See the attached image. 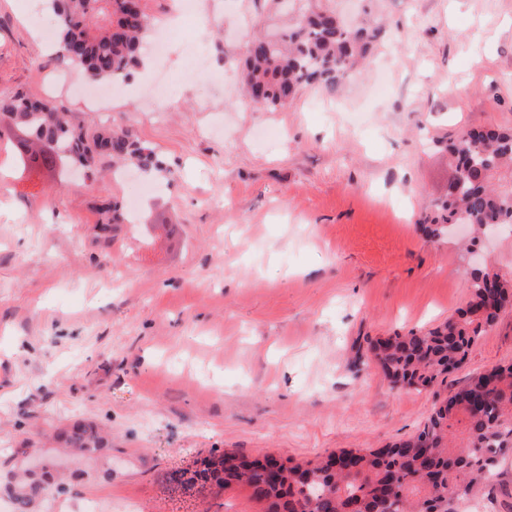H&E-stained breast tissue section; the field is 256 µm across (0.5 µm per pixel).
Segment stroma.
I'll return each instance as SVG.
<instances>
[{"instance_id":"obj_1","label":"stroma","mask_w":512,"mask_h":512,"mask_svg":"<svg viewBox=\"0 0 512 512\" xmlns=\"http://www.w3.org/2000/svg\"><path fill=\"white\" fill-rule=\"evenodd\" d=\"M147 105L141 64L72 124L126 129L163 161L134 222L101 232L100 207L132 190L100 158L32 171L0 139V498L38 460L66 483L31 512H263L241 486L194 479L235 454L313 465L423 429L472 374L512 364V308L431 389H394L371 340L425 331L470 298L455 236L422 228L454 177L444 148L465 127L512 128V0H382L387 39L370 69L267 110L241 91L247 42L274 0H202ZM35 0H0V95H52L57 70ZM210 53L191 70L189 50ZM480 263L512 279V226ZM93 423L108 445L63 452L55 433Z\"/></svg>"}]
</instances>
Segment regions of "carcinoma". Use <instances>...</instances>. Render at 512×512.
Masks as SVG:
<instances>
[{
    "mask_svg": "<svg viewBox=\"0 0 512 512\" xmlns=\"http://www.w3.org/2000/svg\"><path fill=\"white\" fill-rule=\"evenodd\" d=\"M48 0L57 14L60 70L76 71L92 82L125 79L141 60V45L153 19L143 0ZM385 30L373 9L350 24L329 8H299L279 37L255 35L247 44L244 85L247 95L263 90L260 106L284 107L304 86L340 89L363 70ZM17 127L26 138L13 142L23 167L79 165L92 170L109 156L150 172L162 171L152 150L127 131L107 128L88 133L68 124L57 102L23 92L0 97V128ZM463 182L439 206L440 220L426 225L429 237L448 224H512V192L490 185L491 174L512 169V129H472L448 143ZM471 300L459 319L426 331L388 336L370 345L380 371L392 386L428 388L460 365L476 339L489 330L512 297V282L481 268L470 273ZM70 447L91 454L102 438L91 428L65 435ZM512 448V364L469 379L436 406L416 435L387 448L355 449L312 466H283L277 485H268L260 462L224 455V487L243 485L267 505V512H459L486 488L499 484V457ZM51 490L47 474L32 471L10 488L16 512H29L34 500Z\"/></svg>",
    "mask_w": 512,
    "mask_h": 512,
    "instance_id": "cac0c4a2",
    "label": "carcinoma"
}]
</instances>
